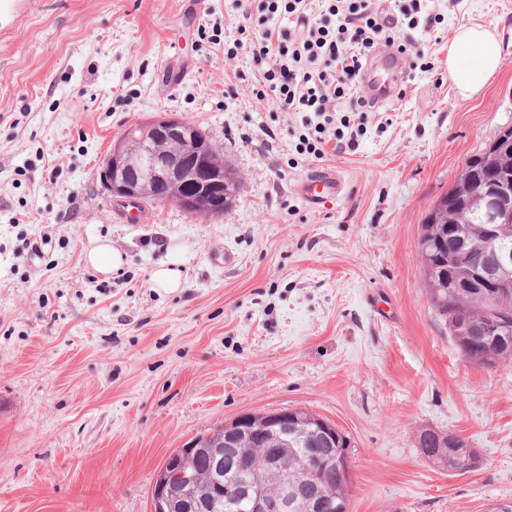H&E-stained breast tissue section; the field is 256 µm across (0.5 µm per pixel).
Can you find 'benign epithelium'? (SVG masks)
Segmentation results:
<instances>
[{
  "label": "benign epithelium",
  "instance_id": "benign-epithelium-1",
  "mask_svg": "<svg viewBox=\"0 0 512 512\" xmlns=\"http://www.w3.org/2000/svg\"><path fill=\"white\" fill-rule=\"evenodd\" d=\"M512 129L505 127L487 146V176L478 181L463 171L452 190L450 206L434 204L429 212L431 228L427 237L459 245V225L466 213L483 214L486 228L481 253L472 261L469 277L457 282L472 294L495 303L512 296V251L499 243L501 232L512 225ZM101 177L112 199L133 205V220L152 205L174 203L193 218L215 219L232 202L240 175L197 124L175 114L130 124L112 142L101 162ZM295 409L244 413L224 424V450L208 454L207 469L216 491H234L223 484L224 470L252 473L262 470L280 475L279 491L268 486L244 488L251 512H293L298 506L307 512H349V501L326 500L321 479L336 468L346 480L352 479L347 451L336 454L327 448L340 440L341 432L331 421L313 415L306 418L310 432L317 434L301 459L297 472H288L283 449L293 433ZM192 439L172 452L157 471L153 484L152 512H169L170 487L179 483L191 492L198 475L182 469V456L193 452ZM254 446L259 452L243 456L237 447Z\"/></svg>",
  "mask_w": 512,
  "mask_h": 512
}]
</instances>
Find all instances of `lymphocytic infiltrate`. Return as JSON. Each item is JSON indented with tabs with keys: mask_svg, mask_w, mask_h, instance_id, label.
<instances>
[{
	"mask_svg": "<svg viewBox=\"0 0 512 512\" xmlns=\"http://www.w3.org/2000/svg\"><path fill=\"white\" fill-rule=\"evenodd\" d=\"M244 19L238 28L246 33L247 19L260 10V29L248 42L252 64L259 75L260 96L275 99L284 111L305 115L299 140L304 152L320 159L336 126H349L352 113H363L373 100L354 96L355 80L366 64L367 50L382 45L407 53L393 29L399 20L409 28H431V18H420L417 6L396 4V16H381L372 0H327L315 8L313 0H237ZM293 18L294 30L280 24Z\"/></svg>",
	"mask_w": 512,
	"mask_h": 512,
	"instance_id": "obj_1",
	"label": "lymphocytic infiltrate"
}]
</instances>
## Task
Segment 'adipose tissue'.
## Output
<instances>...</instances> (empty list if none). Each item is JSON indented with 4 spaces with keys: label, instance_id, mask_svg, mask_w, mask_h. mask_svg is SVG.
<instances>
[{
    "label": "adipose tissue",
    "instance_id": "obj_1",
    "mask_svg": "<svg viewBox=\"0 0 512 512\" xmlns=\"http://www.w3.org/2000/svg\"><path fill=\"white\" fill-rule=\"evenodd\" d=\"M496 21L477 24L458 32L448 45V74L459 94L479 93L503 63Z\"/></svg>",
    "mask_w": 512,
    "mask_h": 512
}]
</instances>
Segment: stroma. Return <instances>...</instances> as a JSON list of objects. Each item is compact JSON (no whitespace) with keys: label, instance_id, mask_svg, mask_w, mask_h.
<instances>
[{"label":"stroma","instance_id":"stroma-1","mask_svg":"<svg viewBox=\"0 0 512 512\" xmlns=\"http://www.w3.org/2000/svg\"><path fill=\"white\" fill-rule=\"evenodd\" d=\"M431 31L356 143L300 152L302 115L260 97L234 0H8L0 7V512H151L165 458L246 412L302 408L350 439V512H481L512 501V360H466L431 307L419 236L467 158L512 125V0H419ZM499 19L477 95L448 74L457 30ZM423 54L431 70L412 69ZM175 114L242 181L217 219L141 223L100 164L134 121ZM340 171L312 209L295 183ZM126 256L104 274L96 241ZM232 252V264L218 255ZM181 288H156L160 263ZM463 435L480 467L420 453Z\"/></svg>","mask_w":512,"mask_h":512}]
</instances>
